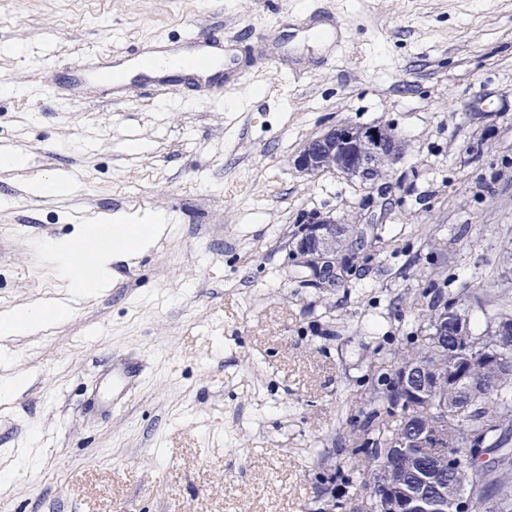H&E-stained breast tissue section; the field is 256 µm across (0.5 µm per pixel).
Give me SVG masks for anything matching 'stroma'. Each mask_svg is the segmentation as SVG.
Here are the masks:
<instances>
[{
    "label": "stroma",
    "mask_w": 512,
    "mask_h": 512,
    "mask_svg": "<svg viewBox=\"0 0 512 512\" xmlns=\"http://www.w3.org/2000/svg\"><path fill=\"white\" fill-rule=\"evenodd\" d=\"M229 48L174 94L133 76L108 102L58 98L81 55L186 32ZM340 123L391 127L370 188L292 161ZM0 312L69 317L0 338L27 380L0 394V512H353L357 423L436 291L512 290V0H0ZM55 172L61 193L27 184ZM176 213L109 287L71 295L39 252L117 213ZM315 213L353 225L349 269L312 284L289 240ZM139 355L119 412L84 403L102 362ZM14 472V471H13Z\"/></svg>",
    "instance_id": "stroma-1"
}]
</instances>
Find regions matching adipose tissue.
<instances>
[{
  "mask_svg": "<svg viewBox=\"0 0 512 512\" xmlns=\"http://www.w3.org/2000/svg\"><path fill=\"white\" fill-rule=\"evenodd\" d=\"M114 228L90 226L80 239L70 242L51 241L40 244L43 257L53 263L60 275L79 287L104 286L110 278L111 262L134 257L137 249H143L161 238L164 225L155 222L153 216L140 218L143 231L137 241H129L122 226L123 216H116ZM70 313L65 304L25 305L0 313V335H30L41 327L58 322Z\"/></svg>",
  "mask_w": 512,
  "mask_h": 512,
  "instance_id": "ef3b65f1",
  "label": "adipose tissue"
}]
</instances>
